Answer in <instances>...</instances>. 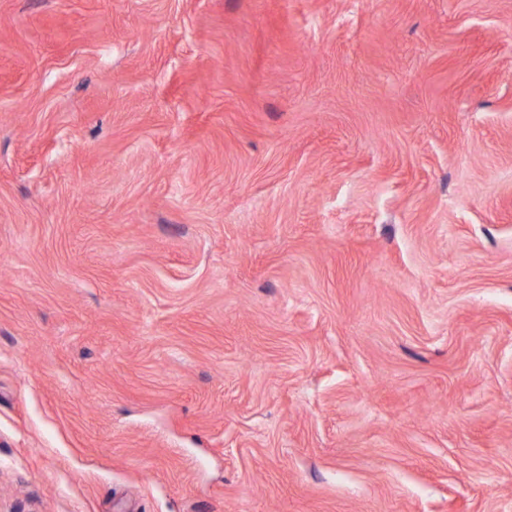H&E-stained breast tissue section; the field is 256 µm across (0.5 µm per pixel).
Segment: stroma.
<instances>
[{
  "label": "stroma",
  "mask_w": 512,
  "mask_h": 512,
  "mask_svg": "<svg viewBox=\"0 0 512 512\" xmlns=\"http://www.w3.org/2000/svg\"><path fill=\"white\" fill-rule=\"evenodd\" d=\"M0 512H512V0H0Z\"/></svg>",
  "instance_id": "35a3bbf8"
}]
</instances>
